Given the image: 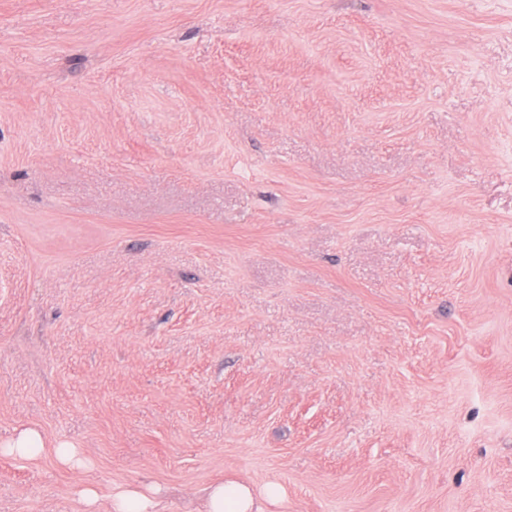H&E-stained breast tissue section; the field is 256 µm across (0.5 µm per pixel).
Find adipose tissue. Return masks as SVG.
Returning <instances> with one entry per match:
<instances>
[{"label":"adipose tissue","instance_id":"obj_1","mask_svg":"<svg viewBox=\"0 0 512 512\" xmlns=\"http://www.w3.org/2000/svg\"><path fill=\"white\" fill-rule=\"evenodd\" d=\"M285 498L284 488L276 482L261 488L235 480L212 486L208 492L207 512H268Z\"/></svg>","mask_w":512,"mask_h":512}]
</instances>
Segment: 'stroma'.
Instances as JSON below:
<instances>
[{
  "instance_id": "35a3bbf8",
  "label": "stroma",
  "mask_w": 512,
  "mask_h": 512,
  "mask_svg": "<svg viewBox=\"0 0 512 512\" xmlns=\"http://www.w3.org/2000/svg\"><path fill=\"white\" fill-rule=\"evenodd\" d=\"M25 427L0 512H512V0H0ZM0 447L1 454L34 457L42 453L45 444L41 433L37 429L26 428L20 430L9 441L0 442ZM285 489L277 482H267L260 490L252 485L227 480L208 492L206 512H269L285 498ZM152 499L136 489H125L112 496L113 512H153Z\"/></svg>"
}]
</instances>
